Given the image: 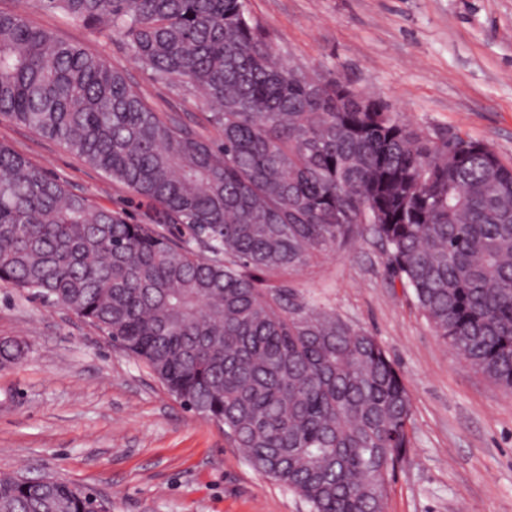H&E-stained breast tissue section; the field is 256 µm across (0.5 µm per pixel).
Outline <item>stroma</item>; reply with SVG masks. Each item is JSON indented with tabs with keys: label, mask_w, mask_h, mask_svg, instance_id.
I'll return each mask as SVG.
<instances>
[{
	"label": "stroma",
	"mask_w": 512,
	"mask_h": 512,
	"mask_svg": "<svg viewBox=\"0 0 512 512\" xmlns=\"http://www.w3.org/2000/svg\"><path fill=\"white\" fill-rule=\"evenodd\" d=\"M287 63L337 73L412 123L489 142L512 163V0H248ZM123 70L165 115L205 129L204 105L157 81L117 38L36 0L0 10ZM0 143L94 204H148L56 140L0 118ZM298 286L377 338L410 394L412 446L386 512H512V395L435 335L372 237L314 259ZM0 336L26 343L0 367V473L84 486L110 512H307L254 471L214 422L184 409L96 326L0 283Z\"/></svg>",
	"instance_id": "obj_1"
}]
</instances>
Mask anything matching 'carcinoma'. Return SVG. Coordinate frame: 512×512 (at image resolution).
I'll return each instance as SVG.
<instances>
[{"label":"carcinoma","mask_w":512,"mask_h":512,"mask_svg":"<svg viewBox=\"0 0 512 512\" xmlns=\"http://www.w3.org/2000/svg\"><path fill=\"white\" fill-rule=\"evenodd\" d=\"M201 98L219 136L125 74L0 11V117L133 198L96 206L0 144V282L98 327L308 512H385L412 403L376 337L273 277L370 234L435 335L512 394V163L284 63L248 0H42ZM0 344V364L22 357ZM0 474V512H92Z\"/></svg>","instance_id":"carcinoma-1"}]
</instances>
